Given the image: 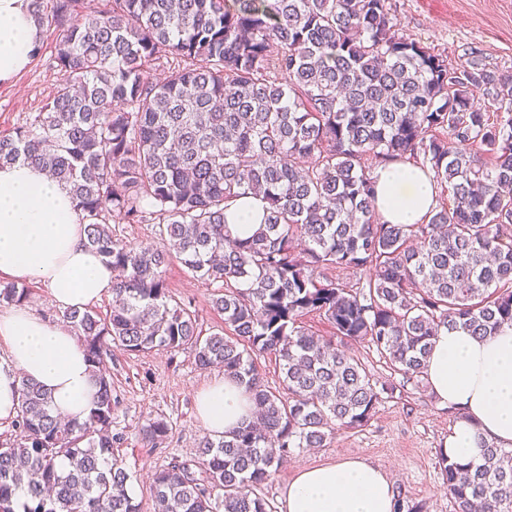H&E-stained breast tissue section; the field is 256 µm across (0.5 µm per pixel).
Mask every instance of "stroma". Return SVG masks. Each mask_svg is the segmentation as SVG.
<instances>
[{"label":"stroma","mask_w":512,"mask_h":512,"mask_svg":"<svg viewBox=\"0 0 512 512\" xmlns=\"http://www.w3.org/2000/svg\"><path fill=\"white\" fill-rule=\"evenodd\" d=\"M399 29L449 61L463 62L467 48L479 50L488 68L512 72V0H391ZM60 78L51 63L49 43L37 47L29 67L14 85L0 86V134L12 133L38 112ZM168 285L190 303L205 332L222 325L211 307L214 288L185 273L179 263L168 271ZM112 377L115 413L128 433L114 454L130 475L128 488L142 512H153L149 477L170 457H193L205 431L195 396L217 370L196 368L190 351H151L129 355L114 351L105 361ZM171 423L165 441L145 442L138 429L150 419ZM457 417L441 407L428 388L406 387L384 399L367 426L339 432L326 448H297L261 489L271 506H279L284 487L301 469L345 458H359L385 471L405 500L426 512H454L443 485L437 450L443 447Z\"/></svg>","instance_id":"35a3bbf8"}]
</instances>
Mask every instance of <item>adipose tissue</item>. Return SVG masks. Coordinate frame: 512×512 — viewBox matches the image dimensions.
<instances>
[{
    "mask_svg": "<svg viewBox=\"0 0 512 512\" xmlns=\"http://www.w3.org/2000/svg\"><path fill=\"white\" fill-rule=\"evenodd\" d=\"M30 0H0V84L12 83L40 43ZM375 208L390 224L426 222L437 192L420 168L392 163L377 171ZM264 208L244 196L231 207L225 230L245 238L258 230ZM85 226L71 194L23 162L0 167V276L48 288L57 305L86 307L112 295V267L84 244ZM0 341L10 364L0 367V420L20 408V380L47 390L63 414L84 419L90 402V364L71 328L22 307L0 314ZM427 381L439 402L458 413L444 446L465 464L479 461L483 444L512 447V327L493 336L442 330L427 360ZM252 407L244 387L217 377L197 395L203 428L232 430ZM397 490L378 467L342 459L300 470L288 483L281 512H393Z\"/></svg>",
    "mask_w": 512,
    "mask_h": 512,
    "instance_id": "adipose-tissue-1",
    "label": "adipose tissue"
}]
</instances>
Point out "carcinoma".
Listing matches in <instances>:
<instances>
[{
  "mask_svg": "<svg viewBox=\"0 0 512 512\" xmlns=\"http://www.w3.org/2000/svg\"><path fill=\"white\" fill-rule=\"evenodd\" d=\"M60 79L0 136V165L47 170L77 201L85 246L119 272L101 315L68 308L92 369V404L64 421L20 383L17 440L0 446V512H141L114 454L104 355L189 349L243 384L252 419L204 436L151 475L153 512H271L258 490L294 448L366 426L384 397L425 380L435 336L512 324V73L398 32L390 0H31ZM161 72V77L153 73ZM482 97L495 111L474 104ZM413 163L437 185L423 224H387L376 170ZM249 192L266 203L246 239L224 232ZM114 224H152L134 248ZM222 283L224 328L203 333L166 273ZM29 289L0 281V305ZM324 319L327 336L304 319ZM368 343L400 380L353 349ZM274 358L272 388L255 357ZM165 418L143 438L161 444ZM461 467L438 449L455 512H512V449ZM68 462L65 471L57 462Z\"/></svg>",
  "mask_w": 512,
  "mask_h": 512,
  "instance_id": "carcinoma-1",
  "label": "carcinoma"
}]
</instances>
